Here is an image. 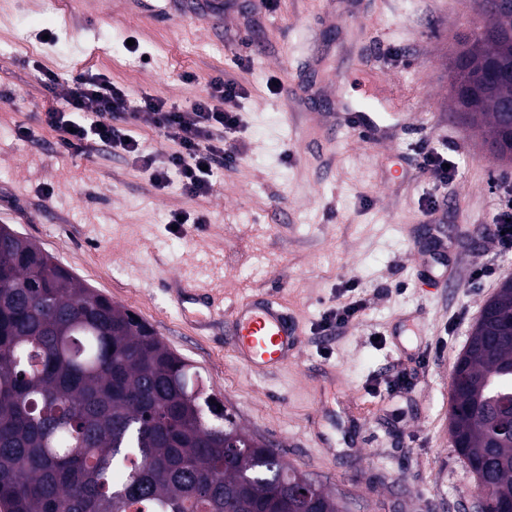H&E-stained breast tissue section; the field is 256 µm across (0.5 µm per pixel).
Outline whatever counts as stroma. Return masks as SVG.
<instances>
[{
	"label": "stroma",
	"mask_w": 512,
	"mask_h": 512,
	"mask_svg": "<svg viewBox=\"0 0 512 512\" xmlns=\"http://www.w3.org/2000/svg\"><path fill=\"white\" fill-rule=\"evenodd\" d=\"M481 14V0H224L219 13L164 19L117 0L103 20L77 0H0V224L151 325L217 404L346 512H473L478 488L448 432L451 373L482 305L512 278V255L483 237L496 197L512 192V164L481 152L475 130L448 112V61ZM311 36L316 58L303 49ZM130 39L138 51L126 49ZM88 69L132 100L180 106L211 76L236 78L246 89L235 104L244 162L215 170L211 195L191 200L176 179L155 190L132 159L60 153L40 117ZM43 70L58 74L54 89L39 83ZM334 79L352 109L370 90L380 111L421 121L387 147L346 132L327 142L299 115L333 111V100L293 90ZM20 125L33 139L17 136ZM427 146L447 152L453 180L416 172ZM391 169L410 175L394 183ZM434 198L456 203L447 225L472 228L451 240V288L428 287L415 262ZM179 211L187 222L171 226ZM490 267L497 279H473ZM352 277L364 315L323 338L325 313ZM266 293L295 318L301 350L288 368L255 374L225 346L219 312ZM410 316L418 331L403 330ZM410 358L425 365L411 392L394 396Z\"/></svg>",
	"instance_id": "35a3bbf8"
}]
</instances>
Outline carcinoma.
Wrapping results in <instances>:
<instances>
[{"mask_svg":"<svg viewBox=\"0 0 512 512\" xmlns=\"http://www.w3.org/2000/svg\"><path fill=\"white\" fill-rule=\"evenodd\" d=\"M503 35L472 31L448 71L485 150L512 162L487 66ZM452 371L449 433L472 475L512 505V279L484 304ZM200 374L131 311L0 224V512H344L277 448L217 410Z\"/></svg>","mask_w":512,"mask_h":512,"instance_id":"carcinoma-1","label":"carcinoma"}]
</instances>
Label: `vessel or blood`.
<instances>
[{
    "instance_id": "vessel-or-blood-1",
    "label": "vessel or blood",
    "mask_w": 512,
    "mask_h": 512,
    "mask_svg": "<svg viewBox=\"0 0 512 512\" xmlns=\"http://www.w3.org/2000/svg\"><path fill=\"white\" fill-rule=\"evenodd\" d=\"M412 121L413 115L409 112L397 113L392 118L370 109L350 114L340 100L335 111L314 114L312 125L331 133L344 129L364 142L379 146L393 139ZM224 341L239 362L255 371L286 366L300 351L290 314L269 295L232 306L224 319Z\"/></svg>"
}]
</instances>
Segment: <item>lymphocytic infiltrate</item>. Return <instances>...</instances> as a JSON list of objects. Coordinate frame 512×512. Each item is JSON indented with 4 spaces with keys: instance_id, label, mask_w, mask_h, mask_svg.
<instances>
[{
    "instance_id": "1",
    "label": "lymphocytic infiltrate",
    "mask_w": 512,
    "mask_h": 512,
    "mask_svg": "<svg viewBox=\"0 0 512 512\" xmlns=\"http://www.w3.org/2000/svg\"><path fill=\"white\" fill-rule=\"evenodd\" d=\"M72 82L63 106L49 107L43 118L46 126L60 132L62 153L102 150L133 158L150 171L155 189H165L176 177L183 194L191 199L211 194L215 169H234L242 161L233 141L241 118L233 105L245 89L235 79L221 74L211 77L204 94L185 106L152 96L131 102L123 87L100 72L81 73ZM137 112L149 115L159 133L176 144V152L161 159L144 152L133 131L121 126Z\"/></svg>"
}]
</instances>
